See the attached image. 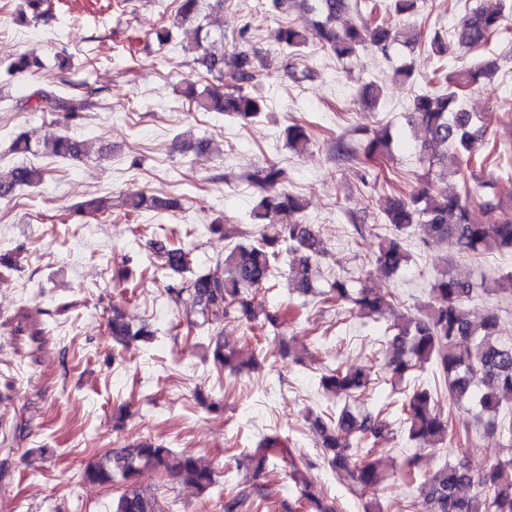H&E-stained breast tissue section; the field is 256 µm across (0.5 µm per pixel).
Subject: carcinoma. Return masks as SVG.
Segmentation results:
<instances>
[{
  "mask_svg": "<svg viewBox=\"0 0 512 512\" xmlns=\"http://www.w3.org/2000/svg\"><path fill=\"white\" fill-rule=\"evenodd\" d=\"M351 8L350 0H316L309 11L317 12L323 20L317 23V32L323 47L338 59L349 58L358 50L373 48L384 52L390 44L402 37V32L377 14L358 26L339 30L336 20ZM512 6L502 0L501 7L489 10L480 5L470 9L454 29L453 41L458 46L475 49L486 47L501 29L505 11ZM198 9V0H176V6L155 30L156 39L167 42L172 31L181 27ZM32 18L42 19L49 14L48 0H24V9ZM275 40L288 50L291 58L299 55L306 44V28L295 22L281 25L275 31ZM195 61L207 75L228 79L221 91L206 87L199 91L193 85L185 88L184 96L201 112H221L242 124L260 117L264 100L247 91L257 72L258 55L238 50L226 57L207 51L195 43ZM39 66L35 58L19 54L9 62L0 61V68L9 76L24 74ZM497 69V61L485 59L468 70L451 75L436 70L428 80L429 89L413 97L416 123L426 133L419 144L420 161L427 170L452 164L457 172H465L477 187L486 184L485 160L481 158L486 127L480 117L458 108L465 91L481 77ZM33 96L52 112H64L78 118L89 103L74 95L62 96L52 91L37 90ZM288 144L302 147L309 141L306 128L300 124L285 129ZM392 135L389 127L375 130L366 141L363 153L349 143H336V158L359 163L356 168L360 181L376 180L373 165L390 152ZM18 154L78 159L83 144L66 134H58L42 141H33L23 135L13 142ZM284 172L275 164H268L248 174L263 196L252 209L256 230L245 242H237L224 252L223 275L197 273L187 287L176 283L167 286L169 299L183 302L184 294L191 296L199 307L201 325L216 331L213 360L230 372H240L250 366L253 358L224 345L219 339V328L227 319H245L255 325L276 327V313L254 307L251 292L266 286L272 270L280 262L287 266V278L304 295L314 293L312 264L321 252L315 225L306 222L305 201L281 189ZM45 179V170L35 166H16L0 169V198L23 187H36ZM129 214L143 210L177 211L178 200L168 197L129 194L124 198ZM112 209L108 197L94 196L84 201L78 212L87 216L103 215ZM387 222L393 227V236L385 239L376 252V263L383 271L393 273L407 265L410 256L404 238L417 233L427 241L454 240L459 254L469 257L488 250L512 256V199L486 201L480 205L470 193L448 194L434 191L422 181L415 192L400 193L386 210ZM162 268L181 275L191 271L192 250L179 238L167 236L152 243ZM476 288L469 276L452 267L444 271L431 285L436 304L419 315H404L391 326L388 339L385 374L393 383H401L414 370L429 364L443 379L449 396L459 402L477 398L481 412L488 415L487 428L502 437L509 458L488 466L478 477H473L461 464L446 463L436 471L421 475V492L429 512H512V420L498 418L500 407L512 401V339L501 336L500 316L488 309L478 319L471 317L465 302ZM396 295L380 293L371 288L354 289L343 279L335 280L325 292V300L350 302L362 318L383 315L394 306ZM110 335L115 349H129L137 342H147L155 336L151 326L144 323L137 328L126 322L117 310L109 321ZM480 378L481 393H473L474 378ZM372 368L355 370L337 368L321 376L322 389L333 396L351 398L369 389ZM403 428L408 440L441 445L448 437V418L437 409L434 393L426 389L414 390L404 404ZM321 436L324 462L334 470L352 473L358 490L370 493L381 479L379 460L368 449L356 456L349 449L359 447L373 438H384L389 425L381 415L371 410L353 412L345 405L336 416L315 422ZM279 459L288 468L287 476L300 488L309 512H338L336 500L311 483L308 472L315 463L297 457L289 448L288 437L278 432L263 436L256 447L244 455L238 466L245 470V487L261 490L266 487L268 468ZM151 470L187 487L207 491L216 484L214 470L198 458L177 453L157 442L141 440L120 448H111L89 462L79 474L80 481L100 486L116 482L123 492L112 500V512H166L157 492L138 485L142 472ZM476 486L475 493L461 497L456 488Z\"/></svg>",
  "mask_w": 512,
  "mask_h": 512,
  "instance_id": "obj_1",
  "label": "carcinoma"
}]
</instances>
